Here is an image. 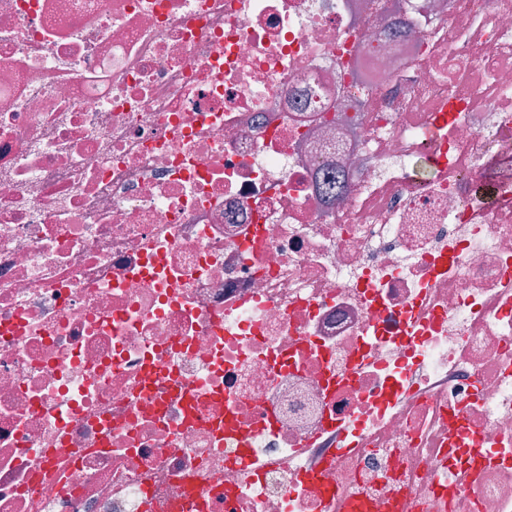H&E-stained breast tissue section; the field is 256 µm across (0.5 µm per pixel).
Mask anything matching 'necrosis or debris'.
<instances>
[{
	"mask_svg": "<svg viewBox=\"0 0 512 512\" xmlns=\"http://www.w3.org/2000/svg\"><path fill=\"white\" fill-rule=\"evenodd\" d=\"M0 512H512V0H0Z\"/></svg>",
	"mask_w": 512,
	"mask_h": 512,
	"instance_id": "1",
	"label": "necrosis or debris"
}]
</instances>
